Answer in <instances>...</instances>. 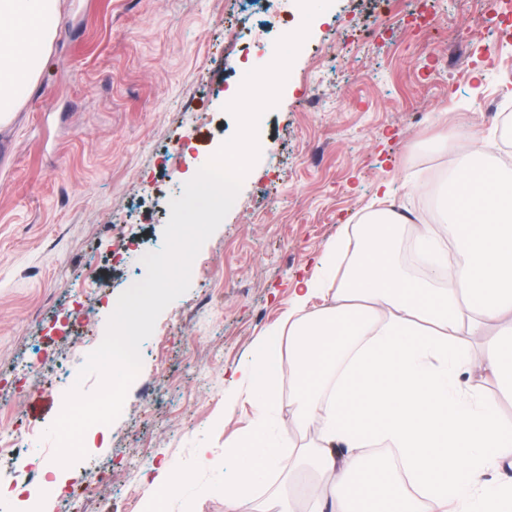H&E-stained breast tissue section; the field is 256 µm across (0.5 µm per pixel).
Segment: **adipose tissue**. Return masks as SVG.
Masks as SVG:
<instances>
[{
    "mask_svg": "<svg viewBox=\"0 0 512 512\" xmlns=\"http://www.w3.org/2000/svg\"><path fill=\"white\" fill-rule=\"evenodd\" d=\"M59 17L58 0H0L1 122L32 88ZM443 140L461 149L444 222L415 230L432 272L413 276L397 262L398 214L367 210L353 227L354 251L328 244L317 272L296 286L287 331L265 337L240 368L238 394L257 416L232 449L238 469L224 484L226 512L287 464L286 436L268 433L262 416L283 367L294 427L322 422L319 443L296 449L321 489L306 512H504L512 504V481L492 477L512 468V422L461 381L476 370L512 392V166L479 169L482 132L456 129ZM501 319L508 344L473 361L468 337ZM381 446L399 469L367 461V449Z\"/></svg>",
    "mask_w": 512,
    "mask_h": 512,
    "instance_id": "adipose-tissue-1",
    "label": "adipose tissue"
}]
</instances>
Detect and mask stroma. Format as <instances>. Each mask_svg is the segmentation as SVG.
I'll list each match as a JSON object with an SVG mask.
<instances>
[{
  "mask_svg": "<svg viewBox=\"0 0 512 512\" xmlns=\"http://www.w3.org/2000/svg\"><path fill=\"white\" fill-rule=\"evenodd\" d=\"M35 89L0 124V478L37 491L56 468L47 429L120 293L146 275L170 202L238 131L225 110L242 66L260 68L298 29L297 0H61ZM419 30L409 0H333L316 15L258 126L264 147L203 244L189 290L159 316L105 444L67 467L44 512H145L154 475L178 484L164 512H225L231 444L255 410L235 401V369L282 327L297 281L361 219L381 184L385 208L438 223L454 151L449 130L493 132L481 161H512V0L466 40L485 0H430ZM260 32L246 49L241 28ZM495 56L496 68L486 65ZM210 462L201 465L199 449ZM93 497L81 498L87 483Z\"/></svg>",
  "mask_w": 512,
  "mask_h": 512,
  "instance_id": "obj_1",
  "label": "stroma"
}]
</instances>
